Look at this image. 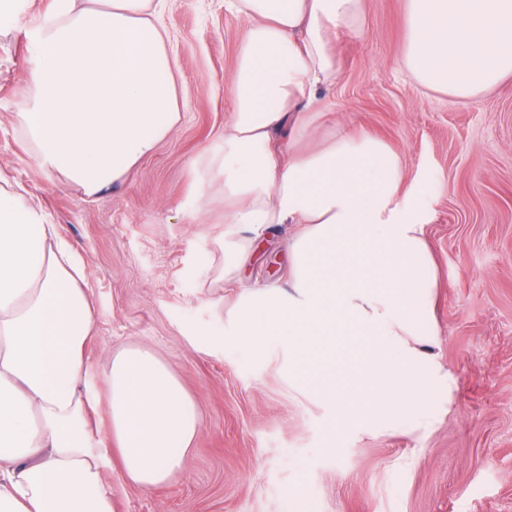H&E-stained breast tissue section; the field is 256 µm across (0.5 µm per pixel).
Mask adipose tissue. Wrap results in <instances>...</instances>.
Masks as SVG:
<instances>
[{"mask_svg": "<svg viewBox=\"0 0 512 512\" xmlns=\"http://www.w3.org/2000/svg\"><path fill=\"white\" fill-rule=\"evenodd\" d=\"M149 0L57 8L30 37L35 67L18 116L41 167L95 194L150 154L180 118L167 33ZM248 21L224 148V285L256 244L292 224L287 289L256 294L232 343L270 338L333 423L429 430L455 379L431 354L437 268L428 215L404 189L382 139L314 119L340 73L339 30H358L363 0H225ZM422 88L469 98L512 74V0H408L402 60ZM289 128L280 158L273 134ZM80 258L26 194L0 187V512H114L103 479L120 463L135 486L168 484L200 429L182 383L148 348L88 384L84 348L96 316ZM106 404L109 427L93 422Z\"/></svg>", "mask_w": 512, "mask_h": 512, "instance_id": "1", "label": "adipose tissue"}]
</instances>
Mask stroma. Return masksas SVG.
Returning <instances> with one entry per match:
<instances>
[{
  "label": "stroma",
  "instance_id": "stroma-1",
  "mask_svg": "<svg viewBox=\"0 0 512 512\" xmlns=\"http://www.w3.org/2000/svg\"><path fill=\"white\" fill-rule=\"evenodd\" d=\"M359 32L339 31L341 70L326 125L343 123L400 154L405 187L430 215L439 274L436 358L456 379L453 407L425 435L331 427L289 380L277 340L265 356L226 343L240 303L283 283L293 227L268 235L242 287H225L221 150L246 21L224 0H162L178 92L189 105L155 151L96 195L40 168L17 115L29 84V33L56 0H24L0 28V185L23 188L81 257L97 332L88 376L150 347L180 379L201 427L170 485L104 473L116 512H512V76L471 100L423 89L402 69L407 0H364Z\"/></svg>",
  "mask_w": 512,
  "mask_h": 512
}]
</instances>
